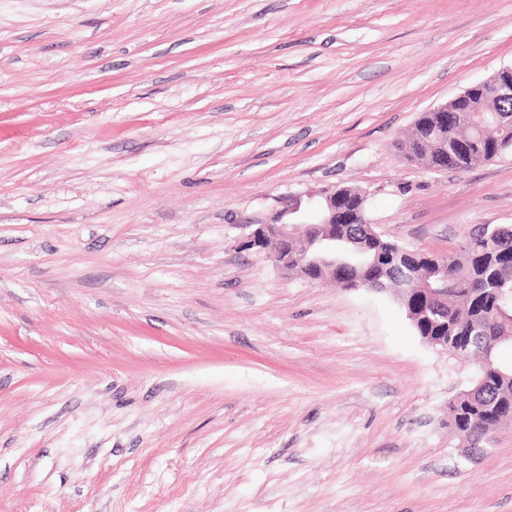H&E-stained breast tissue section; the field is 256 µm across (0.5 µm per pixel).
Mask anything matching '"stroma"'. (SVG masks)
Wrapping results in <instances>:
<instances>
[{
	"mask_svg": "<svg viewBox=\"0 0 512 512\" xmlns=\"http://www.w3.org/2000/svg\"><path fill=\"white\" fill-rule=\"evenodd\" d=\"M510 64L512 0H0V512H512L473 366L245 244L341 184L408 247L512 226V155L397 150Z\"/></svg>",
	"mask_w": 512,
	"mask_h": 512,
	"instance_id": "obj_1",
	"label": "stroma"
}]
</instances>
